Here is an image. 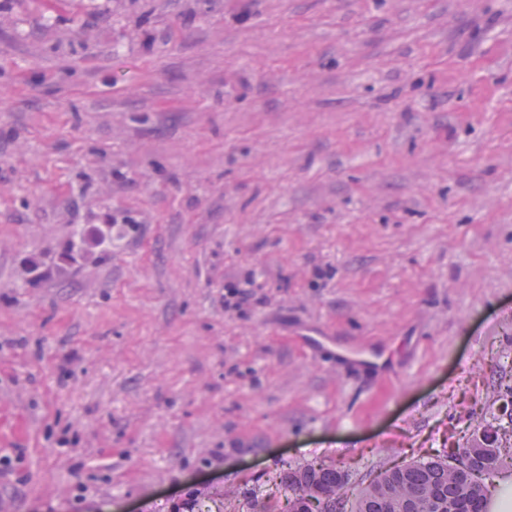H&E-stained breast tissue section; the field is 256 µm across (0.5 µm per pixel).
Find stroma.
I'll use <instances>...</instances> for the list:
<instances>
[{
    "label": "stroma",
    "instance_id": "stroma-1",
    "mask_svg": "<svg viewBox=\"0 0 512 512\" xmlns=\"http://www.w3.org/2000/svg\"><path fill=\"white\" fill-rule=\"evenodd\" d=\"M510 403L512 0H0V512L352 495ZM345 484L343 471L314 461L307 463L303 469L289 467L280 475L278 489L286 498L289 512H336L341 504L336 495L341 494ZM312 495L322 497L314 504ZM335 498L336 510H332L330 504Z\"/></svg>",
    "mask_w": 512,
    "mask_h": 512
}]
</instances>
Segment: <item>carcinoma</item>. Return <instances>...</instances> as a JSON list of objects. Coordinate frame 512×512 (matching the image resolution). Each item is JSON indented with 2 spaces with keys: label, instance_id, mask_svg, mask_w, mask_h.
<instances>
[{
  "label": "carcinoma",
  "instance_id": "cac0c4a2",
  "mask_svg": "<svg viewBox=\"0 0 512 512\" xmlns=\"http://www.w3.org/2000/svg\"><path fill=\"white\" fill-rule=\"evenodd\" d=\"M512 446L486 433L452 453L423 456L382 472L356 496L352 512H423L435 502L442 512H484L486 480L503 466ZM346 484L343 471L322 462L290 467L280 475L279 492L288 512H334L330 504Z\"/></svg>",
  "mask_w": 512,
  "mask_h": 512
}]
</instances>
